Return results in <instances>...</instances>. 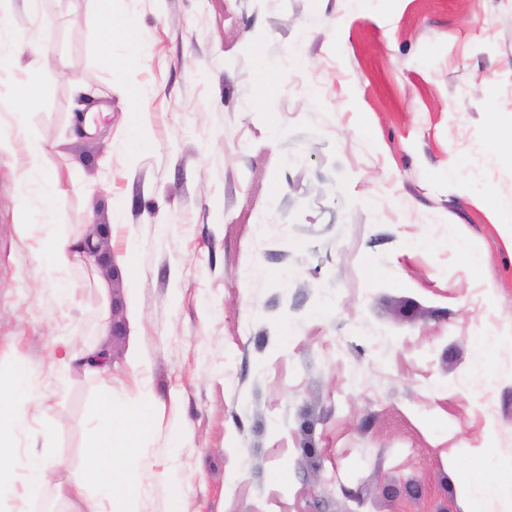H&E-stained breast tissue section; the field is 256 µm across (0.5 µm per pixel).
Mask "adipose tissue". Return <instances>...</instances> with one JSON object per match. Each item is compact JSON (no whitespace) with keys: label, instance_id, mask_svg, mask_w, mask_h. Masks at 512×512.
<instances>
[{"label":"adipose tissue","instance_id":"1","mask_svg":"<svg viewBox=\"0 0 512 512\" xmlns=\"http://www.w3.org/2000/svg\"><path fill=\"white\" fill-rule=\"evenodd\" d=\"M101 21L103 38L100 50L104 56H111L113 41L122 42L127 52L119 64L122 68L135 70L145 62L148 52L142 29L133 15L116 13L113 0H96ZM11 36V43L23 47L30 55L15 96L17 99L36 101L42 89V62L47 56L44 45L34 37L16 29L11 10L0 2V34ZM23 143L22 186L26 204L22 222L26 226L38 223L40 211L48 210L53 203L63 198L67 189L60 180L47 178L42 170L43 160L48 152L46 143L35 136L27 122L26 114L14 112L12 133L0 136V152L13 151L16 143ZM101 230L96 225H87L83 232L71 235L65 232L51 233L52 245L45 261L48 272L54 277V285L62 291H69L73 283L67 274L73 269L93 267L95 260L88 256L86 242L97 241ZM88 451L85 457L82 478L70 483H58L60 497L83 505L85 512H103L101 502L113 494H121L120 512H137L136 505L144 492L143 486L131 485L127 472L115 462L116 455L128 459L138 457L140 438L154 427L155 408L151 398H143L134 408L115 410L111 402H104L95 417Z\"/></svg>","mask_w":512,"mask_h":512}]
</instances>
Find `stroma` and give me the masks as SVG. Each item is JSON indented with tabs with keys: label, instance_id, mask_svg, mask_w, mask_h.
Masks as SVG:
<instances>
[{
	"label": "stroma",
	"instance_id": "stroma-1",
	"mask_svg": "<svg viewBox=\"0 0 512 512\" xmlns=\"http://www.w3.org/2000/svg\"><path fill=\"white\" fill-rule=\"evenodd\" d=\"M149 56L110 67L95 0H44L19 30L50 52L28 123L52 217L103 229L117 309L112 374L57 370L96 343L95 289L61 295L44 232L20 222L18 157L0 154V373L28 369L11 437L54 479L82 471L91 410L151 397L131 484L139 512H466L480 471L512 472V0H120ZM89 80V95L72 90ZM141 106L150 150L126 151ZM469 241L472 265L454 248ZM493 374L485 387L478 369ZM0 512H75L45 486Z\"/></svg>",
	"mask_w": 512,
	"mask_h": 512
}]
</instances>
